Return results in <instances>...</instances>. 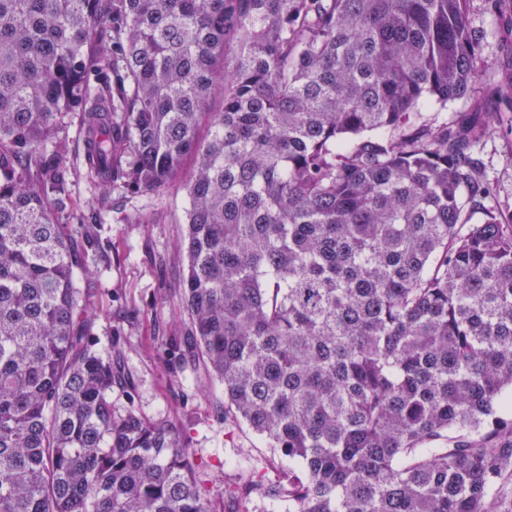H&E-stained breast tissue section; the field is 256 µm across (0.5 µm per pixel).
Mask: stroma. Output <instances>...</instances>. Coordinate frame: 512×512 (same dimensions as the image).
<instances>
[{"instance_id":"obj_1","label":"stroma","mask_w":512,"mask_h":512,"mask_svg":"<svg viewBox=\"0 0 512 512\" xmlns=\"http://www.w3.org/2000/svg\"><path fill=\"white\" fill-rule=\"evenodd\" d=\"M470 18L484 35L482 61H505L512 49V18L486 11L484 0H471ZM500 98L484 75H476L470 97L447 109H428L436 122L499 107ZM477 150L497 186L495 207L512 211V132L490 131ZM73 170L68 215L95 246L86 258L91 277L93 333L101 351L119 350L128 374L129 393L113 392L117 407L134 402L146 418L167 416L189 436L191 467L200 472L213 512L224 508V488L237 482L241 453L275 471L281 457L264 448L244 425L225 422L224 387L201 368L175 369L166 341L181 335L187 316L180 301L186 253L187 195L182 181L151 194L127 189L99 197L91 187L81 154L67 159Z\"/></svg>"}]
</instances>
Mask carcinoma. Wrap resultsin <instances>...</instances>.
I'll list each match as a JSON object with an SVG mask.
<instances>
[{"instance_id": "1", "label": "carcinoma", "mask_w": 512, "mask_h": 512, "mask_svg": "<svg viewBox=\"0 0 512 512\" xmlns=\"http://www.w3.org/2000/svg\"><path fill=\"white\" fill-rule=\"evenodd\" d=\"M482 40L469 0H0V512H212L184 432L112 405L72 112L102 194L194 160L168 350L288 459L238 461L226 512H512V214L475 151L505 119L422 112Z\"/></svg>"}]
</instances>
